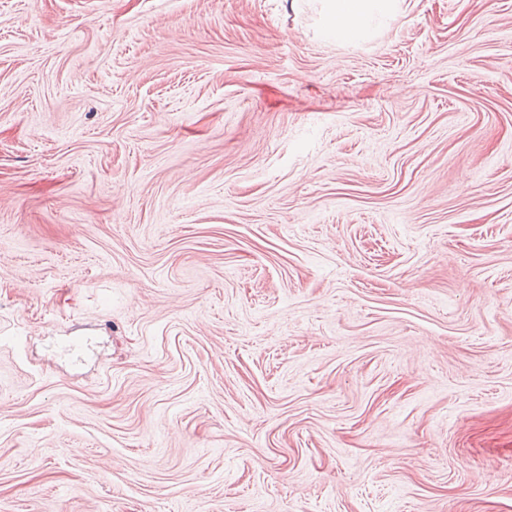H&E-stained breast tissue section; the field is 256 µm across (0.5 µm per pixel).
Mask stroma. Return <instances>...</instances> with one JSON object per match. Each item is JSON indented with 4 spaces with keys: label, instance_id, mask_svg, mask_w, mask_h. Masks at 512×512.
I'll use <instances>...</instances> for the list:
<instances>
[{
    "label": "stroma",
    "instance_id": "stroma-1",
    "mask_svg": "<svg viewBox=\"0 0 512 512\" xmlns=\"http://www.w3.org/2000/svg\"><path fill=\"white\" fill-rule=\"evenodd\" d=\"M0 0V512H512V0ZM332 14L326 32L342 39L363 31L370 21L391 11L389 0H328Z\"/></svg>",
    "mask_w": 512,
    "mask_h": 512
}]
</instances>
